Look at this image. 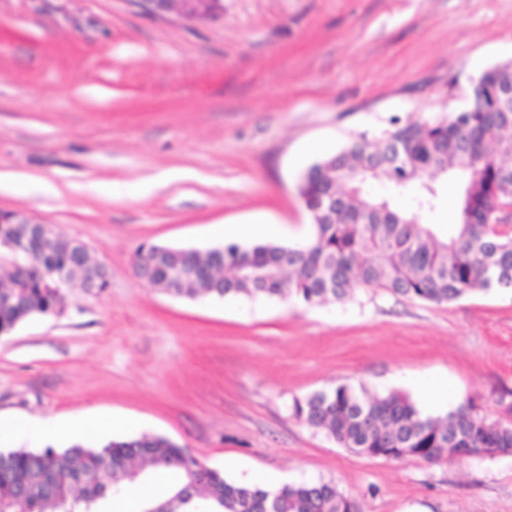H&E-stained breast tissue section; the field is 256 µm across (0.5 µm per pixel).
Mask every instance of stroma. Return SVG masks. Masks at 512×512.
Wrapping results in <instances>:
<instances>
[{"mask_svg": "<svg viewBox=\"0 0 512 512\" xmlns=\"http://www.w3.org/2000/svg\"><path fill=\"white\" fill-rule=\"evenodd\" d=\"M199 20L135 0H0V209L47 220L107 271L65 310L0 337V414L97 415L161 435L227 480L329 482L359 512H512V456L369 458L298 420L293 401L336 384L399 391L440 377L443 415L491 420L512 391V295L450 304L354 289L282 298H176L140 280L137 249L220 246L217 224L307 236L296 161L374 139L393 117L469 104L512 59V0H223Z\"/></svg>", "mask_w": 512, "mask_h": 512, "instance_id": "stroma-1", "label": "stroma"}]
</instances>
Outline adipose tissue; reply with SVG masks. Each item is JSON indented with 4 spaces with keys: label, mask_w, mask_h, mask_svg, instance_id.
<instances>
[{
    "label": "adipose tissue",
    "mask_w": 512,
    "mask_h": 512,
    "mask_svg": "<svg viewBox=\"0 0 512 512\" xmlns=\"http://www.w3.org/2000/svg\"><path fill=\"white\" fill-rule=\"evenodd\" d=\"M107 422L98 417H83L69 421L43 420L32 422L22 418L0 417V440L24 437L32 444L43 441L75 442L83 436L106 428Z\"/></svg>",
    "instance_id": "ef3b65f1"
}]
</instances>
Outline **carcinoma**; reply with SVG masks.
I'll list each match as a JSON object with an SVG mask.
<instances>
[{
	"instance_id": "carcinoma-1",
	"label": "carcinoma",
	"mask_w": 512,
	"mask_h": 512,
	"mask_svg": "<svg viewBox=\"0 0 512 512\" xmlns=\"http://www.w3.org/2000/svg\"><path fill=\"white\" fill-rule=\"evenodd\" d=\"M476 111L434 121H391L371 141L364 136L314 163L298 192L315 208L311 235L301 243L156 254L142 245L137 275L180 297L246 295L286 298L311 307L343 302L354 288L452 303L491 290L512 292V224L498 223L512 206V60L485 69ZM429 172L457 176L455 222L445 230L423 221L441 198ZM385 186L381 195L369 190ZM412 205L399 209L395 199ZM16 225L0 224V335L35 316L57 315L65 302L60 281H75L94 266L89 287L106 288L107 273L78 240L44 226L14 249ZM293 412L338 445L369 458L435 462L469 448H512V423L479 416L461 403L443 416L425 415L407 395L369 394L338 384L294 400ZM159 471L181 482L138 512H349L356 504L325 482L286 483L275 489L234 483L207 468L178 443L156 435L111 440L99 447L74 443L59 450L0 451V512H104L109 500Z\"/></svg>"
}]
</instances>
